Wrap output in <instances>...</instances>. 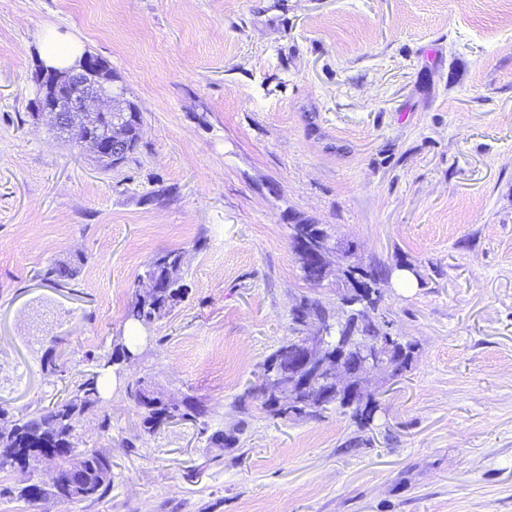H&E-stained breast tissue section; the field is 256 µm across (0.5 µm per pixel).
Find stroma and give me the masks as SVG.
<instances>
[{"label": "stroma", "mask_w": 512, "mask_h": 512, "mask_svg": "<svg viewBox=\"0 0 512 512\" xmlns=\"http://www.w3.org/2000/svg\"><path fill=\"white\" fill-rule=\"evenodd\" d=\"M46 27L141 113L133 161L36 115ZM300 223L386 266L379 311L418 344L371 429L246 395L301 298L340 308L338 274L302 277ZM173 249L185 298L107 370L109 428L75 425L112 486L52 512H512V0H0V407L110 357ZM78 256L74 288L41 280ZM138 379L205 416L145 432Z\"/></svg>", "instance_id": "35a3bbf8"}]
</instances>
